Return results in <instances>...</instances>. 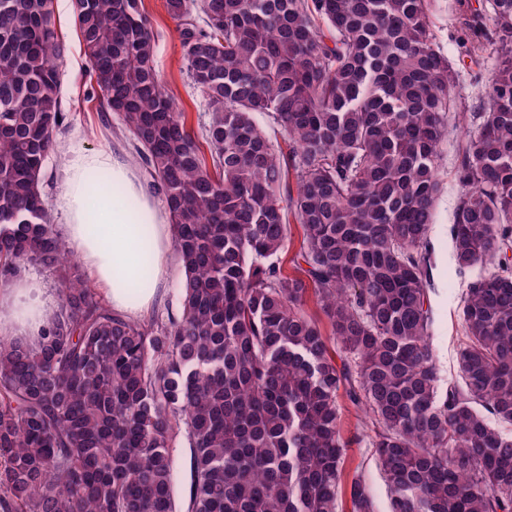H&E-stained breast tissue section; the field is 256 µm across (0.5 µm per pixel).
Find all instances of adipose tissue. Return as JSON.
<instances>
[{"instance_id":"obj_1","label":"adipose tissue","mask_w":512,"mask_h":512,"mask_svg":"<svg viewBox=\"0 0 512 512\" xmlns=\"http://www.w3.org/2000/svg\"><path fill=\"white\" fill-rule=\"evenodd\" d=\"M57 206L71 249L115 313L139 317L162 298L172 228L136 171L103 153H75ZM53 303L35 283L0 290V334L36 342Z\"/></svg>"}]
</instances>
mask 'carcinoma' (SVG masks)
I'll return each instance as SVG.
<instances>
[{
	"label": "carcinoma",
	"mask_w": 512,
	"mask_h": 512,
	"mask_svg": "<svg viewBox=\"0 0 512 512\" xmlns=\"http://www.w3.org/2000/svg\"><path fill=\"white\" fill-rule=\"evenodd\" d=\"M90 87L164 200L185 276L165 322L114 314L42 192L66 115L56 0H0V285L55 279L41 340L0 337V512H375L344 474L339 391L373 420L388 512H512V0L462 3L479 112H454L429 0H165L206 98V159L141 0H72ZM461 383L431 344L430 229L450 113ZM288 135L276 150L254 120ZM303 241L285 271L289 219ZM330 325L306 309L307 283ZM188 444L177 497L173 448Z\"/></svg>",
	"instance_id": "cac0c4a2"
}]
</instances>
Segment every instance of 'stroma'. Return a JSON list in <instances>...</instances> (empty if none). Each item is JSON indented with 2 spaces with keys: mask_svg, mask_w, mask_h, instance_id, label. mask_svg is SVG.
Here are the masks:
<instances>
[{
  "mask_svg": "<svg viewBox=\"0 0 512 512\" xmlns=\"http://www.w3.org/2000/svg\"><path fill=\"white\" fill-rule=\"evenodd\" d=\"M69 4L70 0H58L56 12L58 31L69 47L60 67L62 84L59 93L67 120L56 135V151L46 158L43 165V193L52 206L51 222L57 227L62 226L64 218L55 203L67 177L71 151L100 152L127 161L134 168L142 166L117 115L100 111L97 102L85 99V57ZM142 11L155 39V65L163 84L179 111L185 112L188 127L200 131L208 120V105L187 75L178 23L168 14L165 0H142ZM429 14L436 44L456 71L459 101L466 111H477L497 63L495 48L486 46L479 64L463 62L466 32L461 24L457 0H430ZM457 139V131H450L441 148L442 190L436 202L435 223L430 233L434 245V289L430 295L434 318L433 344L439 374L446 383L459 379L457 347L463 337L459 307L467 286L466 280L455 275L449 258V227L459 197L454 177ZM338 403L342 432L347 442L345 472L349 475L361 473L374 498L376 512H387V485L368 440L371 421L363 411L350 404L346 395H339Z\"/></svg>",
  "mask_w": 512,
  "mask_h": 512,
  "instance_id": "1",
  "label": "stroma"
}]
</instances>
